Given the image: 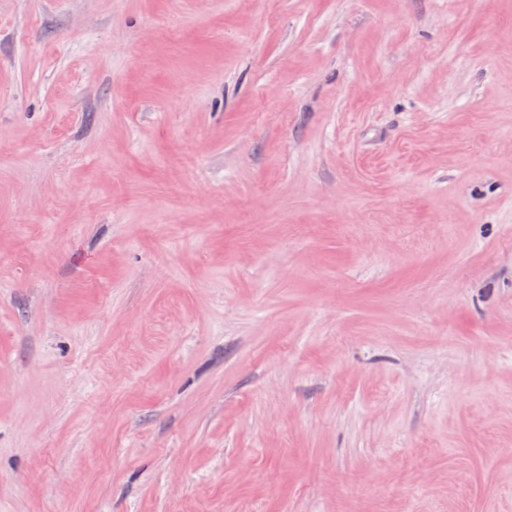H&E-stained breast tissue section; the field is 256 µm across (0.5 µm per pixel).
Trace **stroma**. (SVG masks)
Returning a JSON list of instances; mask_svg holds the SVG:
<instances>
[{
    "label": "stroma",
    "instance_id": "obj_1",
    "mask_svg": "<svg viewBox=\"0 0 512 512\" xmlns=\"http://www.w3.org/2000/svg\"><path fill=\"white\" fill-rule=\"evenodd\" d=\"M0 512H512V0H0Z\"/></svg>",
    "mask_w": 512,
    "mask_h": 512
}]
</instances>
